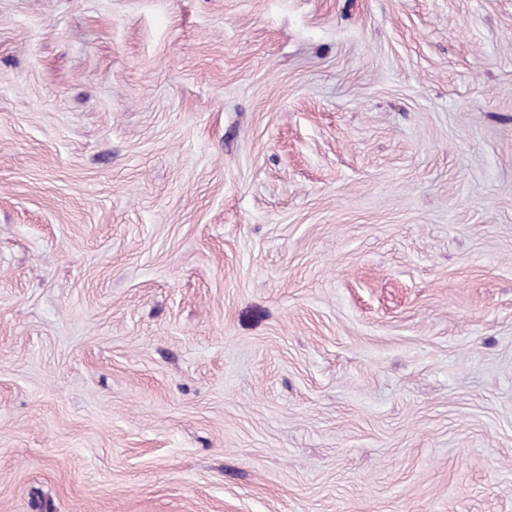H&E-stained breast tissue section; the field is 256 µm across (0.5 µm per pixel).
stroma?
<instances>
[{"label":"stroma","mask_w":512,"mask_h":512,"mask_svg":"<svg viewBox=\"0 0 512 512\" xmlns=\"http://www.w3.org/2000/svg\"><path fill=\"white\" fill-rule=\"evenodd\" d=\"M0 512H512V0H0Z\"/></svg>","instance_id":"1"}]
</instances>
